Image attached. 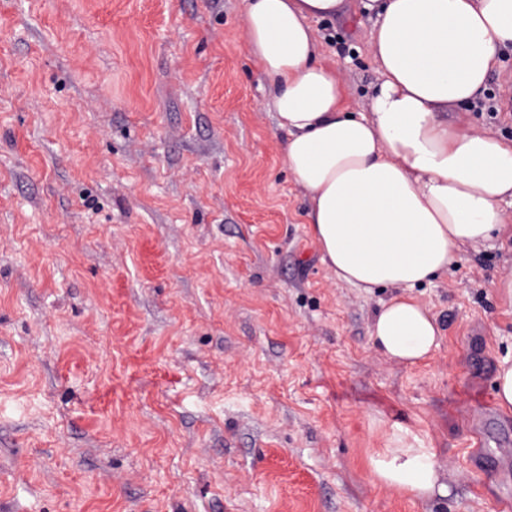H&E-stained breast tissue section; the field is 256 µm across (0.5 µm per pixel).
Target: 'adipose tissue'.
Listing matches in <instances>:
<instances>
[{
  "label": "adipose tissue",
  "instance_id": "obj_1",
  "mask_svg": "<svg viewBox=\"0 0 512 512\" xmlns=\"http://www.w3.org/2000/svg\"><path fill=\"white\" fill-rule=\"evenodd\" d=\"M249 52L268 82L285 164L309 198L307 221L338 281L394 294L372 339L391 360L429 359L442 334L413 294L447 273L460 245L494 240L512 207V141L450 124L488 86L512 45V0H243ZM373 17L379 74L369 112L341 104L335 71L320 60L312 21ZM409 430L372 450L375 485L412 500L448 494L431 448Z\"/></svg>",
  "mask_w": 512,
  "mask_h": 512
}]
</instances>
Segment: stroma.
I'll return each mask as SVG.
<instances>
[{"mask_svg": "<svg viewBox=\"0 0 512 512\" xmlns=\"http://www.w3.org/2000/svg\"><path fill=\"white\" fill-rule=\"evenodd\" d=\"M356 13L313 22L342 104L379 75ZM449 120L512 140V48ZM243 0H0V512H500L512 501V208L415 288L410 367L339 282L282 158ZM410 429L449 494L374 486ZM495 400L497 406L504 412H512V360L498 362L495 376Z\"/></svg>", "mask_w": 512, "mask_h": 512, "instance_id": "obj_1", "label": "stroma"}]
</instances>
